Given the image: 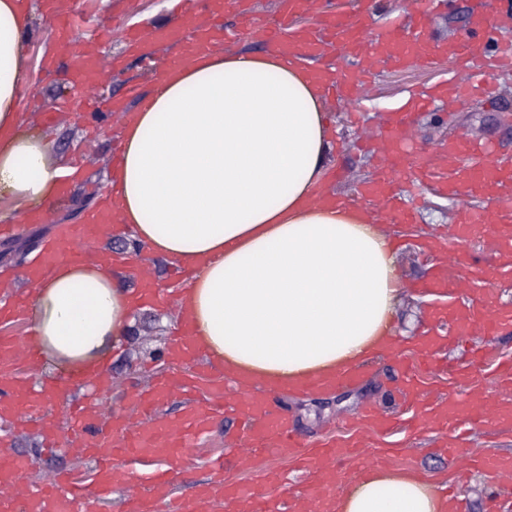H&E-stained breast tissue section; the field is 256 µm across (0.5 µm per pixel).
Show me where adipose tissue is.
<instances>
[{"instance_id":"ef3b65f1","label":"adipose tissue","mask_w":512,"mask_h":512,"mask_svg":"<svg viewBox=\"0 0 512 512\" xmlns=\"http://www.w3.org/2000/svg\"><path fill=\"white\" fill-rule=\"evenodd\" d=\"M32 14L0 0V187L44 221L60 187L53 147L23 132ZM324 94L303 60L196 53L159 74L121 128L107 204L135 240L194 270L180 304L227 372L281 389L357 366L395 342L400 278L391 237L361 209L327 204ZM44 365L98 371L127 335L131 292L101 264H62L29 306ZM335 512H449L420 472L364 469Z\"/></svg>"}]
</instances>
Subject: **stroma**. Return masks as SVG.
I'll return each mask as SVG.
<instances>
[{
    "mask_svg": "<svg viewBox=\"0 0 512 512\" xmlns=\"http://www.w3.org/2000/svg\"><path fill=\"white\" fill-rule=\"evenodd\" d=\"M41 2L29 0L28 3L34 14V27L27 45L30 84L23 90L20 103L22 128L51 142L56 167L65 170L75 166L80 175L68 181L64 198L51 209L45 222L28 225L20 236L0 237V268L19 271L26 268L61 225L84 223L112 175L109 160L112 145L120 137L119 115L101 118L99 131L92 134L86 129L88 118L84 112L62 109L64 100L74 90L68 75L87 48L89 35L99 29L105 32L98 50L100 80L88 91V98L132 109L138 95L152 91L156 76L145 72L137 54L127 50V33L145 21L164 25L172 0H59L60 10L71 19L69 45L63 52L58 49L59 33ZM417 6L418 0H363L359 5L354 0H334L337 13L348 14L362 8L378 28L403 22ZM479 7L493 17L499 5L497 0H445L431 21L437 43L443 45L467 37L470 16ZM455 69V61L448 59L433 68L408 66L378 70L370 81L366 99L357 104L363 115L359 127L350 123L345 110L327 105L332 149L327 159L326 189L344 199L357 196L360 185L371 178L377 164L376 152L359 148V140L366 134H377L383 113L401 108L422 88L444 86ZM492 80L500 89L493 101L476 99L452 107L440 99L429 110L419 113L412 147L432 150L463 132L494 152L512 153V73L493 75ZM132 85L137 88L133 95L128 92ZM418 197L414 223L383 227L384 232L400 241L398 265L402 291L395 321L402 333L397 347L403 352L416 350L426 336L448 335V328L442 327L437 318L438 312L448 309L447 296L419 292L414 285L426 280L434 264L440 261L443 230L456 212L479 204L478 199H451L429 187L421 190ZM100 246L129 255L128 264L114 271L115 279L127 288L137 289L138 273L144 268L151 272L157 288L164 294L158 302L136 307L129 336L109 347L104 371L111 381V389L100 395L99 400L104 408L118 414L126 406L128 389L147 384L153 374L167 371L165 352L180 319L173 298L184 282L178 277V267L173 261L154 255L147 246H133L130 234L121 227H114L111 236L103 239ZM363 369L365 379L354 386L320 394L282 393L281 400L292 424L306 443H315L327 433H337L339 424L352 418L364 404L387 405L396 375L395 361L379 355L364 364ZM237 429V416L224 415L217 419L200 451L174 460L171 464L174 490L188 494L205 482L207 460L225 444L233 442ZM4 434L10 437L12 451L30 457L29 479L57 469L85 474L90 471L89 463L75 453L43 448L40 437L32 431L0 424V436ZM444 440V433L432 428L418 436H398L395 442L406 448L408 466L438 483L453 486L455 496L466 501L467 512H487L484 475L476 471L467 481L454 483L452 460L433 452Z\"/></svg>",
    "mask_w": 512,
    "mask_h": 512,
    "instance_id": "35a3bbf8",
    "label": "stroma"
}]
</instances>
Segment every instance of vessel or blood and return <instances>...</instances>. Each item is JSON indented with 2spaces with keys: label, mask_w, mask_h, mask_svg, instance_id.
I'll list each match as a JSON object with an SVG mask.
<instances>
[{
  "label": "vessel or blood",
  "mask_w": 512,
  "mask_h": 512,
  "mask_svg": "<svg viewBox=\"0 0 512 512\" xmlns=\"http://www.w3.org/2000/svg\"><path fill=\"white\" fill-rule=\"evenodd\" d=\"M216 0H185L175 9L167 26L143 33L131 31L129 44L144 60H152L160 45L179 42L185 30H193L195 42L209 47L219 38L236 34L253 35L264 40L270 49L284 55L308 60L331 56L346 57L351 70L335 73L323 69L320 75L328 95L343 97L364 88L376 68L405 67L411 64L434 66L449 55L459 62L456 74L448 82V91L457 102L470 99L481 87L486 69L512 71V42L498 37L502 28L512 27V8L499 12L495 22H488L484 11L471 17L473 38L448 45L432 46L429 21L440 0H420L411 23L388 29L370 28L365 17H336L330 11H318L316 0H278L273 19L256 22L247 0H223L225 12L235 19L234 26L220 23L213 13ZM315 16L314 25L292 29L299 16ZM410 113L389 112L384 116L385 149L378 159L379 174L361 187V200H379L375 210L378 221L393 218L409 222L411 212L394 188L393 173L401 163H409L420 182L438 178V192L450 197H476L481 207L461 209L448 227V257L434 268L426 288L435 293L460 292L471 281L488 275L512 255V196L503 186L512 184V159L487 158L483 145L459 137L439 147L436 154L407 157L403 150L404 133ZM113 216L102 217L93 224H65L59 229L54 244L45 248L40 258L29 265L23 277L35 283L50 275L59 261L79 264L104 260L112 264L111 253L96 247L98 239L112 233ZM492 225L493 231L485 250L474 252L461 247V238L479 226ZM27 293L14 288L12 281L0 283V420H26L48 445H55L50 399L58 393L56 384L33 388L25 374L37 362L38 348L32 339L13 333L11 326L23 322ZM452 328L461 337L498 335L505 319L485 299H471L449 308ZM182 330L176 336L169 360L191 367L186 376L156 374L151 383L129 391L126 413L113 415L111 423L100 418L96 403L74 400L65 407L71 427L66 447L77 448L91 459L95 469L90 483H82L74 473L52 472L38 481L27 479L29 460L7 451L6 440H0V512H75L83 504L84 512H99L102 500L114 484L120 482L126 461L143 456L169 461L199 447L203 434L218 417L233 412L243 420L241 435L228 457L242 469L266 455L282 451L292 458V470L298 488L283 493L284 479L279 471L267 470L260 486L230 482L224 477L226 466L216 461L210 465V480L188 497L174 495L172 474L153 470L146 477L145 491H127L123 512H217L222 503L233 504L239 512H321V504L336 496L339 486L352 478L364 465L387 466L405 457L401 448H378L374 442L391 430L412 435L424 431L428 414H437L452 434L447 453L455 462L456 480L466 479L473 469H482L491 483L512 479V457L477 456L462 443L473 429L512 416V361L497 362L489 380L471 386L468 398L444 396L440 385H428L437 364L430 350L421 348L412 356H399L395 382L405 396L406 406L427 408V415L399 417L382 412L378 407H365L353 417L352 437L330 436L313 447H306L293 429L288 415L277 405V393L269 388H255L241 382L236 392H227L224 376L212 372L210 380L200 381L193 369L207 362L209 355L192 339V323L182 319ZM487 349L469 345L463 359L452 363L448 371L457 380L469 381L487 358ZM362 375L354 368L337 373L327 382L317 380L303 384L306 392L327 391L357 382ZM180 397L186 405L177 419L160 415V407L171 397Z\"/></svg>",
  "instance_id": "b4317fda"
}]
</instances>
